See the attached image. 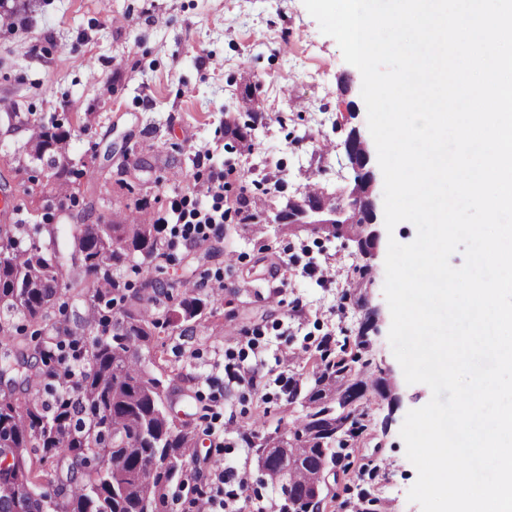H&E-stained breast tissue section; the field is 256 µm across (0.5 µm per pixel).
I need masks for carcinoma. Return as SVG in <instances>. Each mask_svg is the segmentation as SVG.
<instances>
[{
  "label": "carcinoma",
  "instance_id": "1",
  "mask_svg": "<svg viewBox=\"0 0 512 512\" xmlns=\"http://www.w3.org/2000/svg\"><path fill=\"white\" fill-rule=\"evenodd\" d=\"M30 157L41 162L52 190L68 185L71 170L58 145L70 131L53 121L33 125ZM73 224L59 235L52 224H0V312L31 323L49 318L59 299L66 251L79 256L90 336L69 343L43 330L32 335L0 324V512H170V490L191 457L193 430L166 412L170 387L180 375L157 374L158 321L152 313L163 282L145 279L142 289L122 285L114 271L139 252L158 255L160 225L143 207L115 224ZM207 301L185 287L177 311L181 322L202 319ZM84 366L69 380L72 364ZM334 365L316 366V387L299 425L281 434L288 454L269 450L274 437L260 442L262 474L275 484L289 475L282 512H302L313 477L336 457L328 413L352 405L354 394L371 384L364 372L330 378ZM45 385L51 399L31 393ZM337 396L327 402L323 397Z\"/></svg>",
  "mask_w": 512,
  "mask_h": 512
}]
</instances>
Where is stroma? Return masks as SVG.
<instances>
[{"mask_svg": "<svg viewBox=\"0 0 512 512\" xmlns=\"http://www.w3.org/2000/svg\"><path fill=\"white\" fill-rule=\"evenodd\" d=\"M13 27L0 25V195L15 199L12 224L41 221L46 203L58 224H109L138 206L160 226L169 258L162 278L169 300L157 304L163 369L181 373L175 411L197 440L196 468L173 486L172 512H191L195 486L212 461L246 475L263 498L257 448L245 430L275 436L299 424L322 352L354 360L388 378L399 397L389 408L368 392L355 432H339V459L323 486V512H350L358 497L373 512H421L407 499L417 478L400 429L409 410L431 398L407 384L388 340L383 288L386 247L364 260L355 241L310 231L281 232L275 214L309 186L326 192L352 184L346 132H367L360 71L346 63L303 0H8ZM255 119L252 150L227 135L224 119ZM70 130L64 157L78 177L70 198H43L45 177L28 141L39 119ZM94 167L93 177L83 176ZM224 184L204 197L198 183ZM257 200L242 223L240 198ZM199 211L224 215L221 230L200 227ZM333 264L334 281L315 270ZM199 296L219 287L199 323L171 313L185 286ZM375 330L365 331L369 309ZM297 353L292 365L282 357ZM258 371L255 387L228 386L227 364Z\"/></svg>", "mask_w": 512, "mask_h": 512, "instance_id": "1", "label": "stroma"}]
</instances>
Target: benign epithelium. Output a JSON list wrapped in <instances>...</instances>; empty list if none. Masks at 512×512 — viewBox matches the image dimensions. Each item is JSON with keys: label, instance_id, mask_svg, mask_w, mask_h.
I'll use <instances>...</instances> for the list:
<instances>
[{"label": "benign epithelium", "instance_id": "obj_1", "mask_svg": "<svg viewBox=\"0 0 512 512\" xmlns=\"http://www.w3.org/2000/svg\"><path fill=\"white\" fill-rule=\"evenodd\" d=\"M344 152L354 172L353 184L338 201L333 194L311 198H290L277 213L276 223L282 230L296 232L305 226L315 233L336 228V233L362 241L361 255L366 259L376 256L381 234L376 228L373 193L375 174L371 167V156L367 142L358 130L344 142ZM325 483L323 474H318L307 498L306 512H319L320 493Z\"/></svg>", "mask_w": 512, "mask_h": 512}]
</instances>
